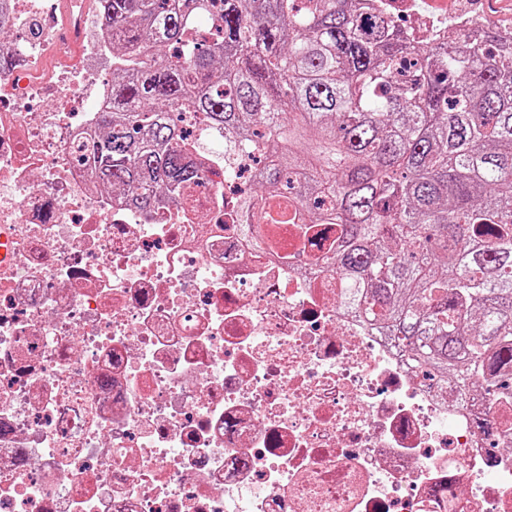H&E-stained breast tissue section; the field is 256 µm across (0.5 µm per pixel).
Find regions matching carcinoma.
<instances>
[{"instance_id":"carcinoma-1","label":"carcinoma","mask_w":512,"mask_h":512,"mask_svg":"<svg viewBox=\"0 0 512 512\" xmlns=\"http://www.w3.org/2000/svg\"><path fill=\"white\" fill-rule=\"evenodd\" d=\"M222 42L187 40L212 0H97L120 44L89 165L136 192L198 178L181 112L257 152L240 210L277 253L314 242L360 321L432 382L512 371V45H418L373 0H221Z\"/></svg>"}]
</instances>
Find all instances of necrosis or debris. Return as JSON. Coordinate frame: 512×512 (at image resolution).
I'll return each instance as SVG.
<instances>
[{"label": "necrosis or debris", "mask_w": 512, "mask_h": 512, "mask_svg": "<svg viewBox=\"0 0 512 512\" xmlns=\"http://www.w3.org/2000/svg\"><path fill=\"white\" fill-rule=\"evenodd\" d=\"M439 2L384 7L420 42L442 23L512 42L486 0ZM0 13L18 34L0 73V512H512V394L429 385L336 276L300 274L310 244L273 257L226 222L254 155L203 148L224 133L200 115L180 121L191 199L144 210L95 179L75 155L110 98L111 32L75 68L44 0Z\"/></svg>", "instance_id": "necrosis-or-debris-1"}]
</instances>
